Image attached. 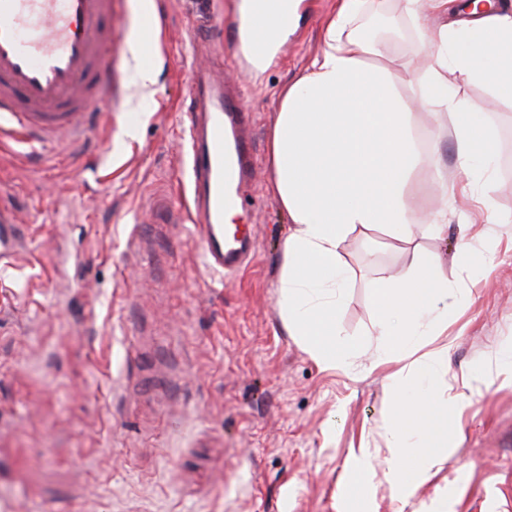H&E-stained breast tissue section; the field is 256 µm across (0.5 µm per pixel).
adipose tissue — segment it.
<instances>
[{
  "mask_svg": "<svg viewBox=\"0 0 512 512\" xmlns=\"http://www.w3.org/2000/svg\"><path fill=\"white\" fill-rule=\"evenodd\" d=\"M406 15L424 37L431 63L424 84L403 93L402 76L379 64L390 42H373L357 32L359 18L382 14L384 0H336L320 32V51L306 72L283 86L269 139L270 190L288 214L279 278V307L292 335L302 337L312 357L327 368H350L357 343L338 339L336 322L348 274L342 244L351 232L374 228L412 242V227L448 232V201L416 210L409 188L421 170L448 182L438 144L450 129L466 182L465 195L488 180L494 142L481 114L448 90L479 84L492 99L512 100V5L486 0H404ZM439 109L429 144L414 125L417 111ZM441 260L413 255L407 275L374 289L376 328L389 353L406 363L390 377L394 412L384 427L387 455L374 464L371 453L357 458L362 478L383 474L392 491L412 494L438 464L434 449L447 447L432 415L443 408L439 387L448 369L449 345L427 353L424 337L439 335L448 317V290L437 279Z\"/></svg>",
  "mask_w": 512,
  "mask_h": 512,
  "instance_id": "1",
  "label": "adipose tissue"
}]
</instances>
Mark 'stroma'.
I'll return each mask as SVG.
<instances>
[{
  "mask_svg": "<svg viewBox=\"0 0 512 512\" xmlns=\"http://www.w3.org/2000/svg\"><path fill=\"white\" fill-rule=\"evenodd\" d=\"M140 2L113 0L112 101L97 105L81 148L59 145L45 163L24 144L0 152V196L23 232L17 261L0 266V512H512V372L492 367L512 347V170L501 154L487 207L449 198L470 221L449 220L447 237L420 226L409 244L381 228L348 235L337 329L365 353L354 369L324 368L279 311L289 218L269 190L268 141L277 92L318 52L336 0H302L274 61L246 72L226 36L239 0H155L148 21ZM385 15L384 64L422 80L402 0ZM146 36L156 81L143 94L131 48ZM197 36L223 54L224 83L255 118L258 168L235 218L253 225L255 249L227 280L203 267L184 212ZM459 94L495 144L512 139V101L478 85ZM413 246L441 257L457 300L447 337L425 342L452 345L440 395L467 399L439 414L450 448L404 502L382 479L351 483L349 462L383 445L400 365L365 368L383 344L373 285L406 273Z\"/></svg>",
  "mask_w": 512,
  "mask_h": 512,
  "instance_id": "1",
  "label": "stroma"
}]
</instances>
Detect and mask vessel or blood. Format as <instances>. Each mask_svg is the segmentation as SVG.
<instances>
[{
    "label": "vessel or blood",
    "mask_w": 512,
    "mask_h": 512,
    "mask_svg": "<svg viewBox=\"0 0 512 512\" xmlns=\"http://www.w3.org/2000/svg\"><path fill=\"white\" fill-rule=\"evenodd\" d=\"M288 0H257L251 18L253 56L266 49L268 20ZM112 0H0V137L44 148L58 141L80 147L90 104L112 96L113 30L105 21ZM186 148L190 211L206 269L237 272L255 246L254 233L224 225L240 209L253 179L249 122L237 101L210 71L198 70ZM16 210L0 199V261L15 259L20 239Z\"/></svg>",
    "instance_id": "obj_1"
}]
</instances>
